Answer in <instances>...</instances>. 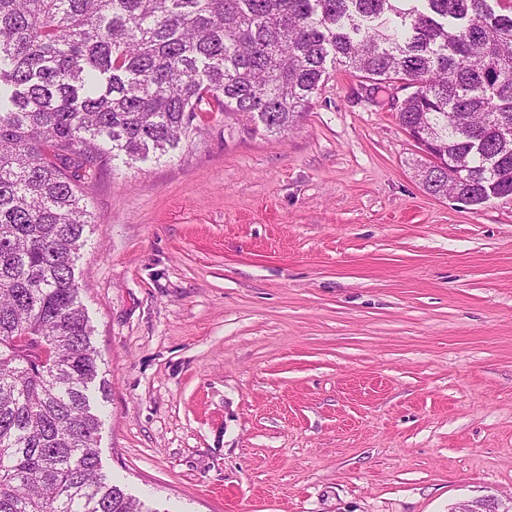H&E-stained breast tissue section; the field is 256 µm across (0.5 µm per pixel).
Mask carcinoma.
<instances>
[{"label": "carcinoma", "mask_w": 512, "mask_h": 512, "mask_svg": "<svg viewBox=\"0 0 512 512\" xmlns=\"http://www.w3.org/2000/svg\"><path fill=\"white\" fill-rule=\"evenodd\" d=\"M329 60L412 89L431 195H512V0H0V512H152L101 472L85 184L217 113L287 131Z\"/></svg>", "instance_id": "obj_1"}]
</instances>
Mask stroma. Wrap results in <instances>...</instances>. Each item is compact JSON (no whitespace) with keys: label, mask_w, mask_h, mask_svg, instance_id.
I'll return each instance as SVG.
<instances>
[{"label":"stroma","mask_w":512,"mask_h":512,"mask_svg":"<svg viewBox=\"0 0 512 512\" xmlns=\"http://www.w3.org/2000/svg\"><path fill=\"white\" fill-rule=\"evenodd\" d=\"M328 73L284 135L86 188L100 458L152 512L512 500V199L429 194L405 90Z\"/></svg>","instance_id":"35a3bbf8"}]
</instances>
